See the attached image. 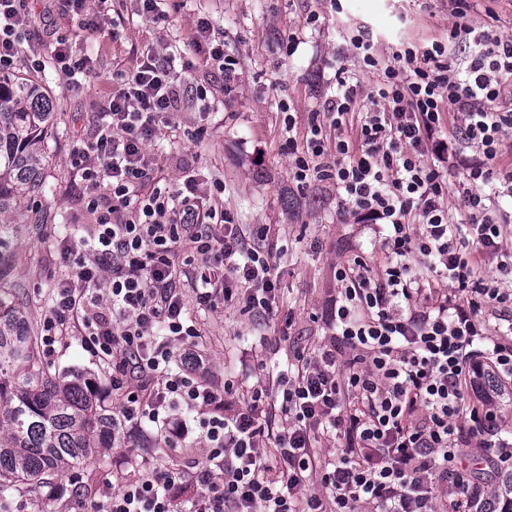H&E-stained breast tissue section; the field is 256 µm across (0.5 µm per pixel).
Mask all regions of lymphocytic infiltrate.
Listing matches in <instances>:
<instances>
[{"label": "lymphocytic infiltrate", "mask_w": 512, "mask_h": 512, "mask_svg": "<svg viewBox=\"0 0 512 512\" xmlns=\"http://www.w3.org/2000/svg\"><path fill=\"white\" fill-rule=\"evenodd\" d=\"M450 8L447 43L420 54L386 58L355 39L359 68H337L304 142H289L291 180L335 190L343 208L383 227L386 260L336 264L315 355L295 353L271 389L243 362L238 383L251 391L239 404L238 383L214 379L187 302L274 322L270 229L237 223L222 184L188 175L172 191L156 180L150 145L175 127L189 92L173 58L146 55L113 73L105 123L70 154L89 223L80 241L61 240L75 272L54 289L41 330L45 354L77 335L93 362L112 367L119 477L103 500L72 482L75 512H512V438L498 424L512 344L490 337L483 318L512 305L498 216L500 198L512 197L502 144L512 109L500 106L512 36L473 24V0ZM31 21L30 0H0V72ZM459 43L466 57L454 54ZM187 46L234 84L209 18ZM456 166L464 211L454 222ZM185 258L199 265L188 288ZM175 446L181 463L158 465V450Z\"/></svg>", "instance_id": "f902f5d3"}]
</instances>
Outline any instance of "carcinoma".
Wrapping results in <instances>:
<instances>
[{
	"instance_id": "cac0c4a2",
	"label": "carcinoma",
	"mask_w": 512,
	"mask_h": 512,
	"mask_svg": "<svg viewBox=\"0 0 512 512\" xmlns=\"http://www.w3.org/2000/svg\"><path fill=\"white\" fill-rule=\"evenodd\" d=\"M55 115L44 77H0V512L10 510L14 493L78 473L112 447L109 407L82 375L43 363L38 330L3 288L17 204L45 189Z\"/></svg>"
}]
</instances>
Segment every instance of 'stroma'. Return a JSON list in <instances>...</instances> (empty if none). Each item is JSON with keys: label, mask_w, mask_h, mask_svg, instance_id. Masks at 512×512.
<instances>
[{"label": "stroma", "mask_w": 512, "mask_h": 512, "mask_svg": "<svg viewBox=\"0 0 512 512\" xmlns=\"http://www.w3.org/2000/svg\"><path fill=\"white\" fill-rule=\"evenodd\" d=\"M167 9L170 24L156 26L139 16L136 0H108L92 33L81 27L79 15L63 11L60 0H34L32 22L9 74H30L32 61L44 60L58 130L49 136L45 193L20 206L10 278L33 323L41 324L56 284L68 272L55 242L68 234L80 211L71 191L70 153L76 139L93 138L101 124L112 72L132 67L149 50L168 54L176 41L186 40L197 17L207 16L235 63L237 80L228 90L219 74L206 68L177 71L179 81L203 86L207 97L188 96L177 129L153 141L158 176L173 190L187 170L202 181L223 183L224 207L240 223L273 225L281 252L280 304L294 314L287 339L262 349L258 341L264 329L249 316L197 307L190 314L203 329V348L216 377L250 349L268 365H281L294 351L310 352L321 342L336 262L363 251L374 264L384 258L365 221L339 208L335 197L293 183L288 143L304 140L307 117L320 111L337 67H357L354 38L365 33L377 38L386 55L399 45L421 52L433 42H447L448 0H169ZM59 34L69 36L73 55L92 60L88 76L69 88L51 60ZM290 38L297 43L291 54L282 48ZM289 113L294 116L290 127L285 124ZM200 126L204 136L188 140ZM284 197L293 199V213L282 211ZM47 362L61 371L94 369L104 385L112 375L109 366L91 365L77 336L58 346Z\"/></svg>", "instance_id": "35a3bbf8"}]
</instances>
